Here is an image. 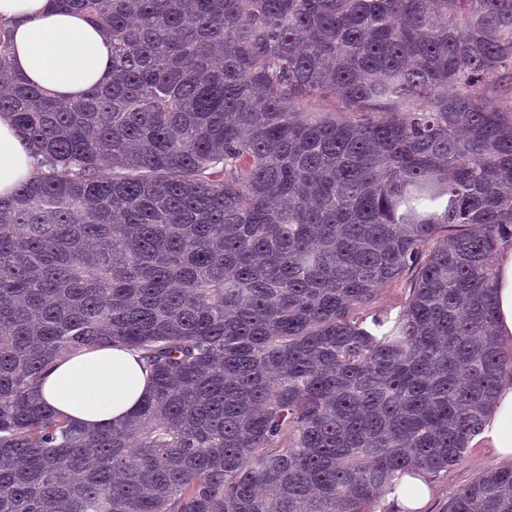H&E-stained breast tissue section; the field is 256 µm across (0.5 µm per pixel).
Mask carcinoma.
Here are the masks:
<instances>
[{
  "label": "carcinoma",
  "instance_id": "obj_1",
  "mask_svg": "<svg viewBox=\"0 0 512 512\" xmlns=\"http://www.w3.org/2000/svg\"><path fill=\"white\" fill-rule=\"evenodd\" d=\"M57 2L112 38V80L63 105L0 25L36 160L0 200V512H375L461 462L512 382V0ZM411 267L374 335L353 312ZM109 346L151 393L59 417L45 368ZM448 512H512V465ZM495 273V332L501 343L512 345V240L501 243L495 259ZM508 345L503 348L510 353L512 347Z\"/></svg>",
  "mask_w": 512,
  "mask_h": 512
}]
</instances>
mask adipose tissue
I'll return each instance as SVG.
<instances>
[{
  "instance_id": "obj_1",
  "label": "adipose tissue",
  "mask_w": 512,
  "mask_h": 512,
  "mask_svg": "<svg viewBox=\"0 0 512 512\" xmlns=\"http://www.w3.org/2000/svg\"><path fill=\"white\" fill-rule=\"evenodd\" d=\"M0 22L11 32L15 73L54 99L73 103L112 78V41L80 12L55 0H0ZM35 175L34 161L10 113H0V198ZM495 332L512 345V240L495 259ZM151 390L150 372L138 351L126 347L87 348L59 359L45 371L39 392L62 418L92 430L132 415ZM471 445L512 462V383L504 384Z\"/></svg>"
}]
</instances>
